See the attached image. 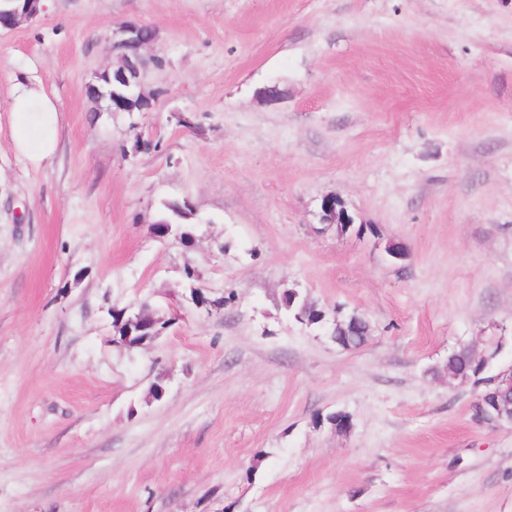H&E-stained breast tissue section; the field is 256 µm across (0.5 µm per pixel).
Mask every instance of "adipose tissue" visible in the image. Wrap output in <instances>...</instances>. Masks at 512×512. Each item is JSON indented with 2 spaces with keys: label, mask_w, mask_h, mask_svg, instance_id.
Instances as JSON below:
<instances>
[{
  "label": "adipose tissue",
  "mask_w": 512,
  "mask_h": 512,
  "mask_svg": "<svg viewBox=\"0 0 512 512\" xmlns=\"http://www.w3.org/2000/svg\"><path fill=\"white\" fill-rule=\"evenodd\" d=\"M12 110L19 118L15 133L18 149L32 153L37 160L49 157L56 146V109L52 101L21 87L13 97Z\"/></svg>",
  "instance_id": "ef3b65f1"
}]
</instances>
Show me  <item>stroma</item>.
<instances>
[{
    "label": "stroma",
    "instance_id": "35a3bbf8",
    "mask_svg": "<svg viewBox=\"0 0 512 512\" xmlns=\"http://www.w3.org/2000/svg\"><path fill=\"white\" fill-rule=\"evenodd\" d=\"M133 25L151 106L110 112L87 87ZM20 84L56 106L40 161ZM169 200L189 240L155 236ZM144 304L169 327L113 344ZM460 345L512 368V0H43L0 30V512H512ZM114 317V323H115V328L117 329V335L118 336H113L112 338V342L116 345H119V346H125V347H134V346H137L141 343H143L145 340L147 339H151L153 338L154 336H135V334H139V333H136L134 331V326L130 325L126 320H127V317L125 318L122 317V318H119L117 316H113ZM133 331V336H131L129 339H128V333ZM448 370L458 373L461 378L468 379L479 376L485 370V366L474 362L469 350L459 348L448 355Z\"/></svg>",
    "mask_w": 512,
    "mask_h": 512
}]
</instances>
